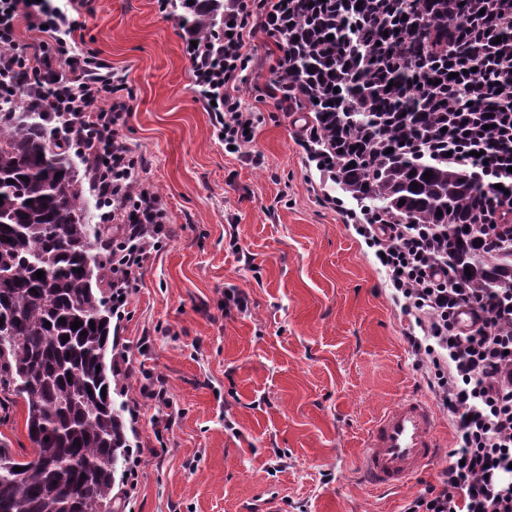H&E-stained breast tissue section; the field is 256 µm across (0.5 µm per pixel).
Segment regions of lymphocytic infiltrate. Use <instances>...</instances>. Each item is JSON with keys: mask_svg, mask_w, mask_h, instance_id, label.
Segmentation results:
<instances>
[{"mask_svg": "<svg viewBox=\"0 0 512 512\" xmlns=\"http://www.w3.org/2000/svg\"><path fill=\"white\" fill-rule=\"evenodd\" d=\"M220 23L230 33L217 41L192 28L183 40L193 85L211 104L212 125L225 146L260 164L250 145L259 117L238 94L250 77L246 40L254 30L274 35L271 14L256 15L254 0H220ZM80 0H0V89L25 86L20 97H0V112L36 109L50 113L52 129L75 140L95 171L94 189L103 202L100 220L122 233L112 242V313L122 316L151 250L174 231L153 185L142 176L143 157L124 138L130 105L126 86L98 52L87 48ZM41 29L34 43L19 38V26ZM512 114L484 120L467 116L449 141L451 163L480 166L485 238L512 245ZM376 253L396 301L409 317L407 341L429 389L451 418L457 446L438 484L403 512H512V311L476 298L468 285L436 256L431 227L389 220L358 225Z\"/></svg>", "mask_w": 512, "mask_h": 512, "instance_id": "1", "label": "lymphocytic infiltrate"}]
</instances>
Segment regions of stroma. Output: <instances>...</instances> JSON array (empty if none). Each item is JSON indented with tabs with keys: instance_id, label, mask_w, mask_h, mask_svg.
Instances as JSON below:
<instances>
[{
	"instance_id": "stroma-1",
	"label": "stroma",
	"mask_w": 512,
	"mask_h": 512,
	"mask_svg": "<svg viewBox=\"0 0 512 512\" xmlns=\"http://www.w3.org/2000/svg\"><path fill=\"white\" fill-rule=\"evenodd\" d=\"M82 19L87 45L132 92L125 139L177 228L110 322L114 353L164 377L179 412L159 431L139 383L118 379L120 403L140 404L132 512H264L270 500L277 512H402L445 460L384 491L362 482L361 446L383 409L430 391L354 230L356 204L324 203L336 190L297 143L302 113L269 96L280 49L259 34L247 42L240 94L259 115L256 166L218 140L179 14L158 0H88ZM229 287L247 293L248 311L225 312Z\"/></svg>"
}]
</instances>
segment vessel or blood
<instances>
[{
  "instance_id": "vessel-or-blood-1",
  "label": "vessel or blood",
  "mask_w": 512,
  "mask_h": 512,
  "mask_svg": "<svg viewBox=\"0 0 512 512\" xmlns=\"http://www.w3.org/2000/svg\"><path fill=\"white\" fill-rule=\"evenodd\" d=\"M443 448L431 404L421 396L408 395L387 408L369 429L360 474L375 487H397L432 466Z\"/></svg>"
}]
</instances>
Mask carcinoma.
<instances>
[{"label":"carcinoma","instance_id":"carcinoma-1","mask_svg":"<svg viewBox=\"0 0 512 512\" xmlns=\"http://www.w3.org/2000/svg\"><path fill=\"white\" fill-rule=\"evenodd\" d=\"M286 16L278 44L288 67L276 83L292 84L312 113L322 137L314 153L332 159L336 186L368 208L366 220L432 225L440 258L478 298H512V248L470 230L482 223V187L448 165L441 131L460 113H512L498 79L499 62L512 60V0H295ZM183 18L218 36L212 15ZM72 149L42 112L0 122V376L14 379L0 384V411L24 401L39 453L18 459L0 447V512H85L91 502L113 512L129 447L105 363L101 291L121 228L87 222L98 198L86 194L89 171L79 175Z\"/></svg>","mask_w":512,"mask_h":512}]
</instances>
